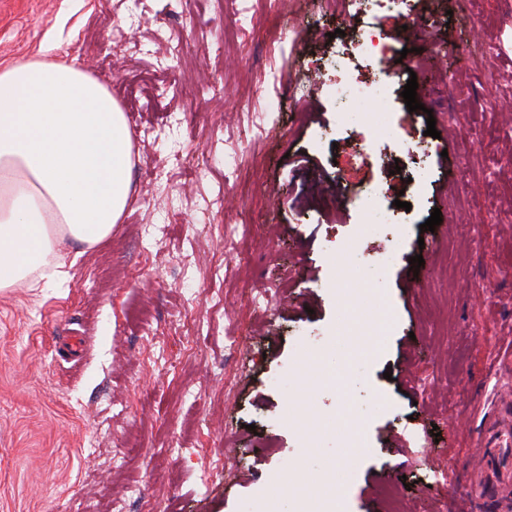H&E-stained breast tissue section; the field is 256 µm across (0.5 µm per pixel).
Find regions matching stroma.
Masks as SVG:
<instances>
[{"label":"stroma","mask_w":512,"mask_h":512,"mask_svg":"<svg viewBox=\"0 0 512 512\" xmlns=\"http://www.w3.org/2000/svg\"><path fill=\"white\" fill-rule=\"evenodd\" d=\"M368 25L383 48L342 53ZM81 32L134 93L130 198L105 242L63 243V282L0 290V512H291L270 477L448 512L512 399V0H0V68ZM415 61L419 110L357 142L381 104L337 86ZM376 182L403 239L350 202ZM373 297L377 325L352 324Z\"/></svg>","instance_id":"1"}]
</instances>
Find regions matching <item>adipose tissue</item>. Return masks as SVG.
Returning <instances> with one entry per match:
<instances>
[{"instance_id":"obj_1","label":"adipose tissue","mask_w":512,"mask_h":512,"mask_svg":"<svg viewBox=\"0 0 512 512\" xmlns=\"http://www.w3.org/2000/svg\"><path fill=\"white\" fill-rule=\"evenodd\" d=\"M132 163L125 115L87 66L44 54L0 69V289L63 281L61 241L106 240Z\"/></svg>"}]
</instances>
